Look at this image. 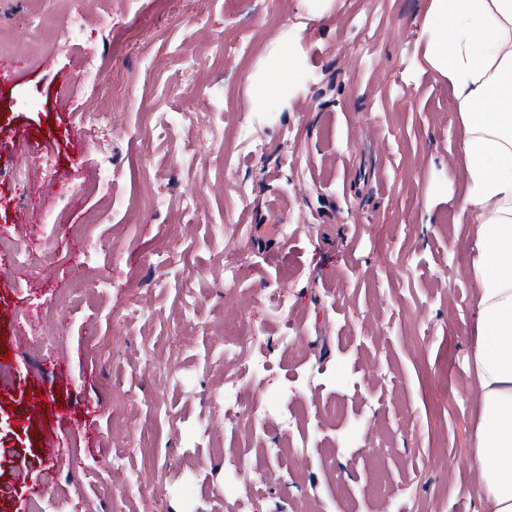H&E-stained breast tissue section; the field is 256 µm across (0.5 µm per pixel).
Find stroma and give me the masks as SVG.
Instances as JSON below:
<instances>
[{"label": "stroma", "instance_id": "1", "mask_svg": "<svg viewBox=\"0 0 512 512\" xmlns=\"http://www.w3.org/2000/svg\"><path fill=\"white\" fill-rule=\"evenodd\" d=\"M426 10L0 0V45L26 55L0 80V233L44 253L0 254V512L42 493L61 512H487L466 365L478 221ZM225 40L243 54L221 58ZM285 50L288 94L258 95ZM90 59L96 82L63 81ZM100 112L92 147L80 128ZM244 320L259 376L224 360ZM235 388L241 414L278 413L227 431Z\"/></svg>", "mask_w": 512, "mask_h": 512}]
</instances>
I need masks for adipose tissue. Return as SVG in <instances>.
<instances>
[{
  "label": "adipose tissue",
  "mask_w": 512,
  "mask_h": 512,
  "mask_svg": "<svg viewBox=\"0 0 512 512\" xmlns=\"http://www.w3.org/2000/svg\"><path fill=\"white\" fill-rule=\"evenodd\" d=\"M428 12L443 22L432 65L447 78L461 116L463 206L479 219L468 352L484 409L476 495L492 512H512V0H429Z\"/></svg>",
  "instance_id": "adipose-tissue-1"
}]
</instances>
